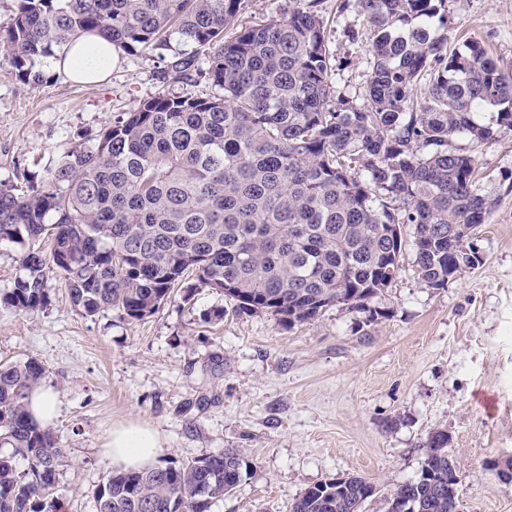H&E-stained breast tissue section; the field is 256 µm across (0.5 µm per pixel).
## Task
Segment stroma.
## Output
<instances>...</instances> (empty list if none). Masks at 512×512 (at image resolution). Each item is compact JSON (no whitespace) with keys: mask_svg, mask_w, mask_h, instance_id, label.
Returning a JSON list of instances; mask_svg holds the SVG:
<instances>
[{"mask_svg":"<svg viewBox=\"0 0 512 512\" xmlns=\"http://www.w3.org/2000/svg\"><path fill=\"white\" fill-rule=\"evenodd\" d=\"M449 40L466 35L512 69V0H450ZM329 46L347 68L336 94L360 98L368 48L351 43L362 26L352 11L323 0ZM43 85L0 68V183L26 186L69 148L111 125L144 99L191 92L165 74L154 52L116 57L107 78L77 83L56 75ZM450 148L472 153L482 189L494 203L474 236L481 263L446 287H427L412 258L376 307L385 315L336 306L288 325L269 313L226 310L222 294L182 290L149 318L116 311L93 317L71 306L60 277L43 308L0 307V364L33 358L57 393L51 423L65 454L54 489L57 512H96L95 491L113 468L104 450L112 427L153 426L159 461L183 462L225 448L240 450L250 476L212 512H288L306 488L337 474L368 478L377 495L364 512H385V495L418 473L432 433L448 434L460 482L461 512H512V482L489 463L512 459V130L478 147L467 136Z\"/></svg>","mask_w":512,"mask_h":512,"instance_id":"1","label":"stroma"}]
</instances>
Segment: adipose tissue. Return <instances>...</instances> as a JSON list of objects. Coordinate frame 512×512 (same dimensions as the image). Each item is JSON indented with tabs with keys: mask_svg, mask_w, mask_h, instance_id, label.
<instances>
[{
	"mask_svg": "<svg viewBox=\"0 0 512 512\" xmlns=\"http://www.w3.org/2000/svg\"><path fill=\"white\" fill-rule=\"evenodd\" d=\"M78 64L66 67L69 78L78 82L102 81L112 67V46L99 36L77 40L70 50ZM162 448L158 432L149 424L130 422L113 427L105 453L112 466L121 469L152 467Z\"/></svg>",
	"mask_w": 512,
	"mask_h": 512,
	"instance_id": "ef3b65f1",
	"label": "adipose tissue"
}]
</instances>
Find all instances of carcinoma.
I'll return each instance as SVG.
<instances>
[{
  "label": "carcinoma",
  "instance_id": "carcinoma-1",
  "mask_svg": "<svg viewBox=\"0 0 512 512\" xmlns=\"http://www.w3.org/2000/svg\"><path fill=\"white\" fill-rule=\"evenodd\" d=\"M323 0H293L288 15L245 21L247 0H15L0 21V66L41 83L39 59L67 58L81 34L125 54L158 52L164 71L218 92L159 95L122 112L89 146L65 152L26 192L0 184V244L25 248L26 275L0 295L18 311L47 306L48 274L72 306L128 320L156 313L186 277L234 311L305 323L343 305L370 306L399 272L388 225L411 228L418 276L443 288L470 266L453 226L483 224L490 195L473 155L497 131L475 121L498 109L512 130V74L476 39L448 47V0H340L370 42L362 102L333 96L335 68ZM181 48L171 49V43ZM35 359L0 364V512H47L64 454L51 428L29 420ZM224 449L117 471L95 493L97 512H211L250 474ZM448 434L434 433L418 474L386 498V512H459L448 495ZM376 486L338 474L304 490L289 512H363Z\"/></svg>",
  "mask_w": 512,
  "mask_h": 512
}]
</instances>
